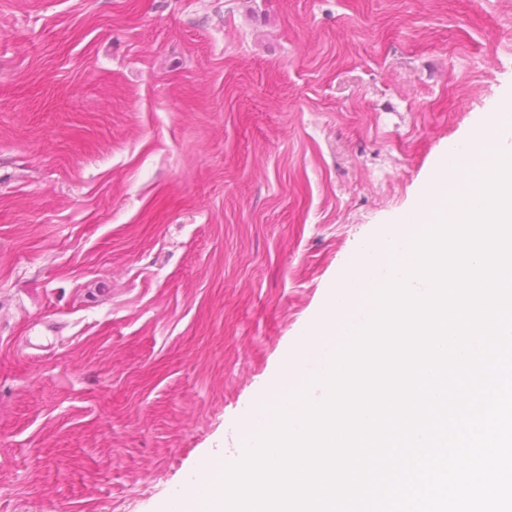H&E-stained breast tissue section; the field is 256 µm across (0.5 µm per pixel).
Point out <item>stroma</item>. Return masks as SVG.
<instances>
[{"label":"stroma","mask_w":512,"mask_h":512,"mask_svg":"<svg viewBox=\"0 0 512 512\" xmlns=\"http://www.w3.org/2000/svg\"><path fill=\"white\" fill-rule=\"evenodd\" d=\"M510 91L512 0H0V512H167Z\"/></svg>","instance_id":"obj_1"}]
</instances>
